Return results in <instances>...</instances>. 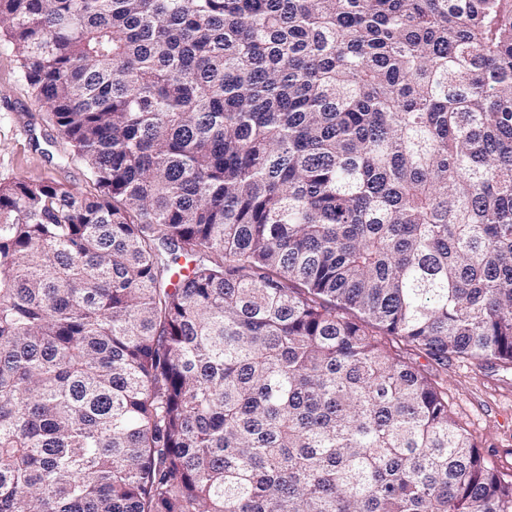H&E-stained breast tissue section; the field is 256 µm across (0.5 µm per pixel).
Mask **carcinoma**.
<instances>
[{"mask_svg":"<svg viewBox=\"0 0 512 512\" xmlns=\"http://www.w3.org/2000/svg\"><path fill=\"white\" fill-rule=\"evenodd\" d=\"M2 39L96 193L0 186V512H512L414 362L512 364V0Z\"/></svg>","mask_w":512,"mask_h":512,"instance_id":"carcinoma-1","label":"carcinoma"}]
</instances>
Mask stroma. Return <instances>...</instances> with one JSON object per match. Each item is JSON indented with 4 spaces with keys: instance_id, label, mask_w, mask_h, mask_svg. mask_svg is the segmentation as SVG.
Instances as JSON below:
<instances>
[{
    "instance_id": "obj_1",
    "label": "stroma",
    "mask_w": 512,
    "mask_h": 512,
    "mask_svg": "<svg viewBox=\"0 0 512 512\" xmlns=\"http://www.w3.org/2000/svg\"><path fill=\"white\" fill-rule=\"evenodd\" d=\"M19 179L51 181L93 193L80 159L55 136L44 107L20 76L11 45L0 42V185ZM448 411L467 430L487 465L512 477V368L449 357L438 369Z\"/></svg>"
}]
</instances>
